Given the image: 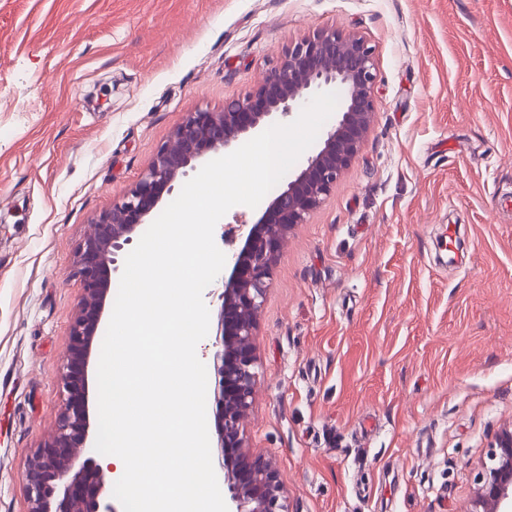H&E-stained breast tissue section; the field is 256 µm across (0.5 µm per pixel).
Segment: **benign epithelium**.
<instances>
[{"mask_svg": "<svg viewBox=\"0 0 512 512\" xmlns=\"http://www.w3.org/2000/svg\"><path fill=\"white\" fill-rule=\"evenodd\" d=\"M375 80L374 49L363 37L336 29L305 35L243 96L224 101L219 110L186 113L139 180L92 219L71 266L83 295L70 326V349L59 369L64 405L56 431L27 463L28 512H114L100 507L104 469L95 457L82 455L94 444L89 369L119 258L139 228L164 199L178 192L196 163L224 156L227 148L260 134L276 117L301 111L317 92L338 87L340 118L227 261L230 273L224 278L213 343L212 413L228 512H289L274 463L250 448L245 432L258 382V317L287 234L321 205L370 132ZM474 485L479 512H512L511 430L498 433L489 445L475 469Z\"/></svg>", "mask_w": 512, "mask_h": 512, "instance_id": "7a95c632", "label": "benign epithelium"}]
</instances>
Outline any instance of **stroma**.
Segmentation results:
<instances>
[{"label":"stroma","instance_id":"35a3bbf8","mask_svg":"<svg viewBox=\"0 0 512 512\" xmlns=\"http://www.w3.org/2000/svg\"><path fill=\"white\" fill-rule=\"evenodd\" d=\"M329 28L374 47L376 109L273 265L249 442L289 512H471L512 426V0H0V512L63 408L91 219Z\"/></svg>","mask_w":512,"mask_h":512}]
</instances>
